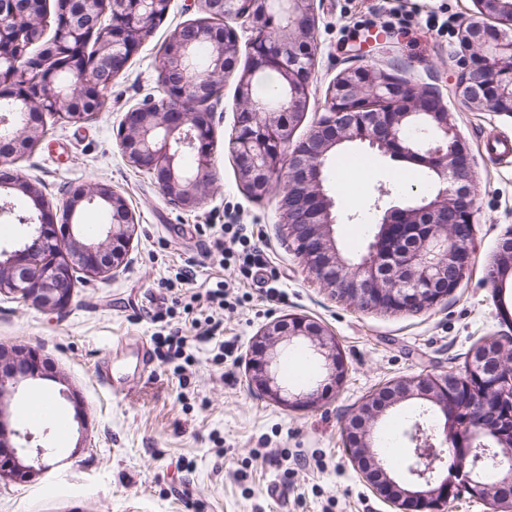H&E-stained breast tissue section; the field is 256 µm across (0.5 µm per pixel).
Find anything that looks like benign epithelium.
Segmentation results:
<instances>
[{"mask_svg": "<svg viewBox=\"0 0 512 512\" xmlns=\"http://www.w3.org/2000/svg\"><path fill=\"white\" fill-rule=\"evenodd\" d=\"M314 0H201L202 10L223 24H195L192 37L176 32L160 56L167 78L165 97L133 106L125 113L117 132L119 146L128 164L153 174L163 195L184 208L197 207L214 177L212 112L197 105L214 99L208 78L233 72L238 52L235 30L224 20L246 14L260 23L274 24L250 43L246 76L239 83V98L245 105L236 113L231 134V151L237 160V177L250 194L265 196L283 168L287 184L279 200L283 227L289 244L302 263L333 294L365 309L390 312H421L434 308L458 288L472 265V235L476 211L469 145L455 131L452 113L440 97L391 73L368 65L340 72L327 91V108L309 134L285 151L294 129L293 115H301L309 102V76L315 45ZM481 13L512 22L509 0H478ZM169 0H82V13L94 21L105 14L132 13L122 28L87 29L67 14L47 43L57 57L70 56L74 48L100 35L95 63L99 74L116 77L126 68L141 46L144 20L166 16ZM13 40L8 21L0 22V98H14L11 116L23 122L19 135L0 134V168L24 155L43 138L42 122L29 115L31 97L12 95V84L22 80L26 69L39 64L35 57L24 59L3 53L1 47ZM463 47L478 46L466 57L465 71L457 96L467 107L486 108L512 114V27L486 29L470 26ZM206 43L211 49L212 70L199 71L193 62L192 46ZM267 70L278 72L288 91L275 104L253 98L251 78ZM36 96L52 104V110L71 120L86 111L73 105L51 81L34 88ZM9 116V117H11ZM0 117V126L10 123ZM360 141L384 155L421 154L426 165L441 177L445 187L429 199L415 195L402 206L385 207L391 192L378 189L376 209L379 233L368 243L356 263L339 250L334 236L336 216L333 200L324 190L323 167L336 147ZM195 156L194 168L180 165L185 152ZM8 190L0 212L13 215V198L22 194L33 207L18 216L26 228L23 237L8 247L0 246V293L13 294L47 310L64 307L71 295L74 273L101 276L119 267L126 255L135 224L125 197L108 185L71 191L63 204L71 261L56 259L57 244L51 227V205L26 182L14 177L0 181ZM106 204L112 219L105 225V240L79 231L74 218L87 205ZM412 237L404 250L399 243ZM512 274V250L499 252L488 270V280L504 285ZM310 342L313 353L332 382L341 384L345 366L335 339L319 324L304 317L271 323L260 334L250 359L252 381L273 400L286 405H309L319 392L307 385H290L280 376L278 345ZM503 343L487 341L475 348L465 375L450 373L439 378H402L366 398L349 419L347 443L353 463L372 490L394 512H445L454 495L468 494L491 506L492 512L512 508V431L477 417L471 410H448L455 391L483 385L484 364L499 359ZM46 362L24 347H0V478L30 482L49 468L42 445L29 446L33 434L12 427L5 398L19 383L43 377ZM497 401L512 407V369L490 387ZM420 399L439 407L449 417L435 430L423 411L409 423L403 437L410 444L401 479L391 477L373 452L374 424L390 407ZM490 437L496 453L490 463L497 481L481 475L479 460L472 458L474 441ZM23 440L19 444L15 439ZM452 453L448 472L440 463Z\"/></svg>", "mask_w": 512, "mask_h": 512, "instance_id": "1", "label": "benign epithelium"}]
</instances>
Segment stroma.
<instances>
[{"label":"stroma","instance_id":"1","mask_svg":"<svg viewBox=\"0 0 512 512\" xmlns=\"http://www.w3.org/2000/svg\"><path fill=\"white\" fill-rule=\"evenodd\" d=\"M398 4L417 10L409 28L387 23L388 7ZM437 7L448 16L447 30L427 22ZM314 9L309 107L293 139L306 137L345 68L369 65L434 87L472 153L469 271L453 294L420 313L369 311L337 299L288 245L279 211L285 178L260 199L238 180L227 148L239 108L233 74L211 102L216 179L198 207L170 203L151 173L129 166L117 139L124 115L160 97L156 65L165 43L203 16L197 0H170L152 36L113 78L107 107L75 122L43 113L44 139L13 165L57 209L77 186H112L126 198L135 231L122 266L106 277L81 276L62 309L45 311L0 294V346L33 349L48 363L44 378L18 386L10 407L46 395L55 411L45 425L16 416L13 426L46 435L57 459L32 482L0 480V512H390L351 461L350 411L391 381L464 374L478 345L512 340V319L500 315L501 304L512 301V277L502 291L487 279L503 239L512 238V160L481 149L487 135L512 137V114L467 108L456 95L466 28L477 22L498 28L501 20L480 15L476 0H315ZM363 151L344 144L323 169L338 216L336 238L351 258L377 231L378 184L390 186L396 202L428 184L416 169L401 184L396 175L404 163L375 154L358 202L349 203L336 192V165L342 154ZM224 222L253 229L282 300H270L265 284L210 252L207 227ZM191 263L200 283L223 282L238 299L224 313L223 336L233 353L221 364L212 360L211 343L194 342L195 328L184 323L189 294L177 289L175 274ZM296 315L335 337L347 368L342 384L309 407L275 402L251 384L248 372L261 330ZM176 327L191 337L195 357L181 373L154 351V335Z\"/></svg>","mask_w":512,"mask_h":512}]
</instances>
